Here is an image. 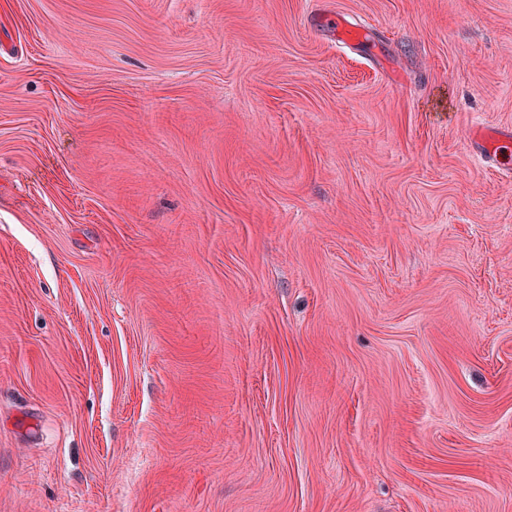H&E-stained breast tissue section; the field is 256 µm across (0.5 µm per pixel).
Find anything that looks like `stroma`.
<instances>
[{"label": "stroma", "instance_id": "obj_1", "mask_svg": "<svg viewBox=\"0 0 512 512\" xmlns=\"http://www.w3.org/2000/svg\"><path fill=\"white\" fill-rule=\"evenodd\" d=\"M476 126L512 0H0V512H512ZM317 22L320 27L326 29L336 37L337 42H362L366 39L364 30L351 22L341 14H324L318 17Z\"/></svg>", "mask_w": 512, "mask_h": 512}]
</instances>
